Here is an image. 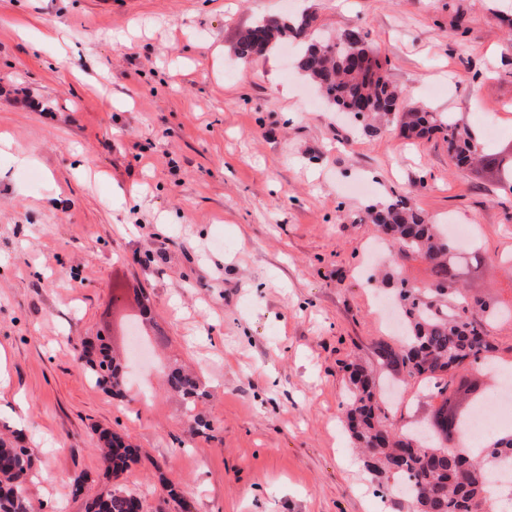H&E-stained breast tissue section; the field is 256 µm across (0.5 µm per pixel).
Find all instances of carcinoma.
<instances>
[{"label":"carcinoma","instance_id":"cac0c4a2","mask_svg":"<svg viewBox=\"0 0 512 512\" xmlns=\"http://www.w3.org/2000/svg\"><path fill=\"white\" fill-rule=\"evenodd\" d=\"M314 17L303 14L285 19L256 22L240 32L236 56L244 61L263 49L290 38L303 42L297 60L299 72L322 93L328 105L351 114L366 127L389 117L406 137L424 139L435 133L448 142V155L458 167L479 165L504 189L512 193V154L488 153L465 126L444 119L424 108L405 110L398 105L403 93L387 80L385 62L372 54L360 34L344 31L332 40H321L313 29ZM369 222L381 233V241L392 248L393 261L420 258L430 265L432 279L414 286L402 279L393 289L403 314L404 342H380L375 354L380 368L397 378L423 377L430 392L448 389V372L465 360L484 365L495 360L496 346L488 340V326L512 318V306H496L485 297H470L462 281L469 269L484 256L474 251L470 262L461 264L448 225L431 224L399 196L367 211ZM83 372L112 394L125 386L123 366L110 358L105 348H89L81 359ZM169 390L192 401L203 394L200 380L181 368L167 373ZM346 426L354 443L364 449V465L380 482L410 484L408 496L416 512H471L472 505L489 498L490 476L484 466L454 448L461 422L478 403L480 391L470 383L457 385L459 411L448 415V398L431 411L424 435L398 433L380 414V388L374 371L355 366L351 375ZM101 461L107 474L119 477L138 461L137 450L119 434L100 435ZM484 458L497 462L512 458V437L500 439L483 450ZM33 452L19 435L0 433V512H29L24 485L35 469ZM140 499L122 488H107L85 504V512H135Z\"/></svg>","mask_w":512,"mask_h":512}]
</instances>
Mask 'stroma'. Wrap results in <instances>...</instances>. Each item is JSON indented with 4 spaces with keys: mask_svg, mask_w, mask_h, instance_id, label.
<instances>
[{
    "mask_svg": "<svg viewBox=\"0 0 512 512\" xmlns=\"http://www.w3.org/2000/svg\"><path fill=\"white\" fill-rule=\"evenodd\" d=\"M301 13L360 31L408 103L512 145V0H0V425L40 459L30 512H84L102 430L139 450L119 483L142 512L170 482L184 512H413L344 422L348 364L396 341L393 282L430 278L413 260L374 275L367 208L402 195L470 225L472 293L512 304V195L441 134L312 105L299 44L235 55L242 29ZM100 337L122 397L78 367ZM175 362L205 390L189 412L164 385ZM431 408L412 379L384 413L405 430Z\"/></svg>",
    "mask_w": 512,
    "mask_h": 512,
    "instance_id": "stroma-1",
    "label": "stroma"
}]
</instances>
